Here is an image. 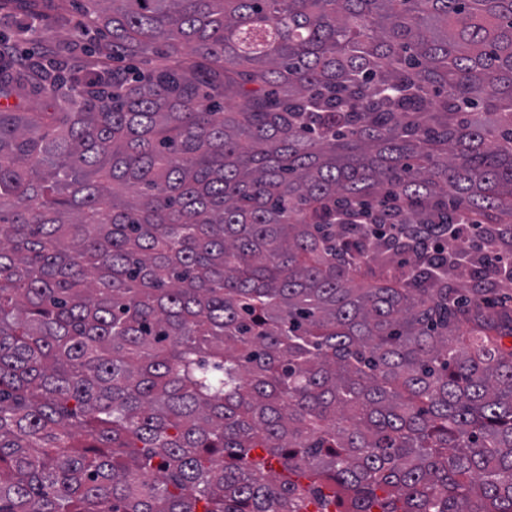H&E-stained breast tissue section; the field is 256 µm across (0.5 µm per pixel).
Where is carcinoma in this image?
I'll list each match as a JSON object with an SVG mask.
<instances>
[{
	"label": "carcinoma",
	"mask_w": 512,
	"mask_h": 512,
	"mask_svg": "<svg viewBox=\"0 0 512 512\" xmlns=\"http://www.w3.org/2000/svg\"><path fill=\"white\" fill-rule=\"evenodd\" d=\"M71 6L0 55V512H512V310L364 231L512 247V0ZM416 224L422 243L427 242L436 235H447L466 245L472 252L483 250V238L487 239V228L465 214L458 213L454 224Z\"/></svg>",
	"instance_id": "1"
}]
</instances>
